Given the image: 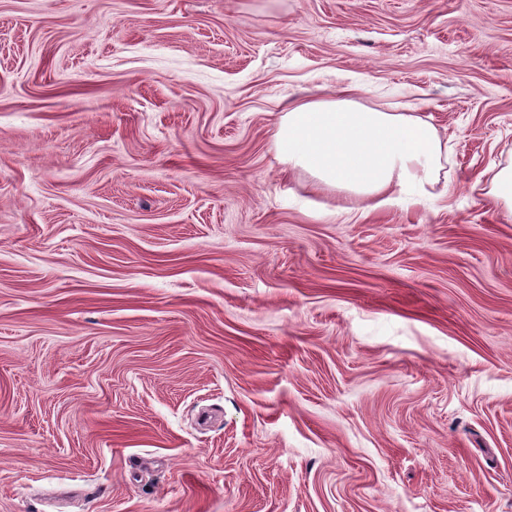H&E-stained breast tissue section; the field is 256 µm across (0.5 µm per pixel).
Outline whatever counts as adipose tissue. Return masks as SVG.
<instances>
[{
  "instance_id": "1",
  "label": "adipose tissue",
  "mask_w": 512,
  "mask_h": 512,
  "mask_svg": "<svg viewBox=\"0 0 512 512\" xmlns=\"http://www.w3.org/2000/svg\"><path fill=\"white\" fill-rule=\"evenodd\" d=\"M276 144L316 189L382 204L432 196L448 141L415 112H385L350 95L302 101L280 116Z\"/></svg>"
}]
</instances>
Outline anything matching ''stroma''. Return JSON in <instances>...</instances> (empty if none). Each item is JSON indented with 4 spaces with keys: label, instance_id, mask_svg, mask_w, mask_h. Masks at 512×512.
I'll use <instances>...</instances> for the list:
<instances>
[{
    "label": "stroma",
    "instance_id": "1",
    "mask_svg": "<svg viewBox=\"0 0 512 512\" xmlns=\"http://www.w3.org/2000/svg\"><path fill=\"white\" fill-rule=\"evenodd\" d=\"M358 86L448 139L279 156ZM512 0H0V512H512ZM302 101L280 116L276 144L288 163L304 169L320 191L374 202L393 195L423 198L433 191L448 158V139L416 112L363 106L350 94ZM489 194L510 207L512 213V160L510 165L502 166L493 173Z\"/></svg>",
    "mask_w": 512,
    "mask_h": 512
}]
</instances>
